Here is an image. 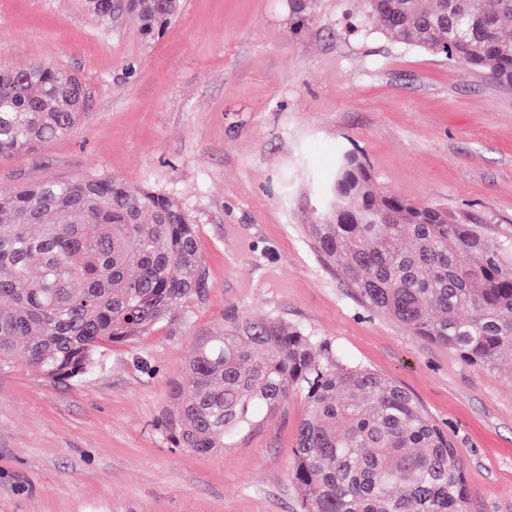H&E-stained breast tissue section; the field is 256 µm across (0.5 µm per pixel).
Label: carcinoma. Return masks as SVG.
I'll list each match as a JSON object with an SVG mask.
<instances>
[{
	"label": "carcinoma",
	"mask_w": 512,
	"mask_h": 512,
	"mask_svg": "<svg viewBox=\"0 0 512 512\" xmlns=\"http://www.w3.org/2000/svg\"><path fill=\"white\" fill-rule=\"evenodd\" d=\"M132 5L152 35L180 0ZM366 10L392 40L512 89V0H366ZM84 105L82 83L57 67L0 69V154L69 135ZM317 213L318 252L372 309L485 369L512 360L511 241L494 246L478 224L382 194L352 154ZM207 288L195 225L171 197L110 176L0 190L1 375L79 380L102 348L135 341ZM295 391L307 405L293 450L301 512H468L464 463L414 397L281 321L235 319L204 337L171 384L160 430L206 457Z\"/></svg>",
	"instance_id": "cac0c4a2"
}]
</instances>
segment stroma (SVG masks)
<instances>
[{"instance_id": "stroma-1", "label": "stroma", "mask_w": 512, "mask_h": 512, "mask_svg": "<svg viewBox=\"0 0 512 512\" xmlns=\"http://www.w3.org/2000/svg\"><path fill=\"white\" fill-rule=\"evenodd\" d=\"M77 77L66 137L0 154V190L116 176L176 199L208 294L70 384L0 375V512H300V393L223 452L166 443L169 389L231 318L288 323L409 391L465 465L468 512H512V365L485 370L362 303L307 230L321 178L359 157L383 193L512 239V90L387 38L364 0H182L146 37L126 0H0V69Z\"/></svg>"}]
</instances>
